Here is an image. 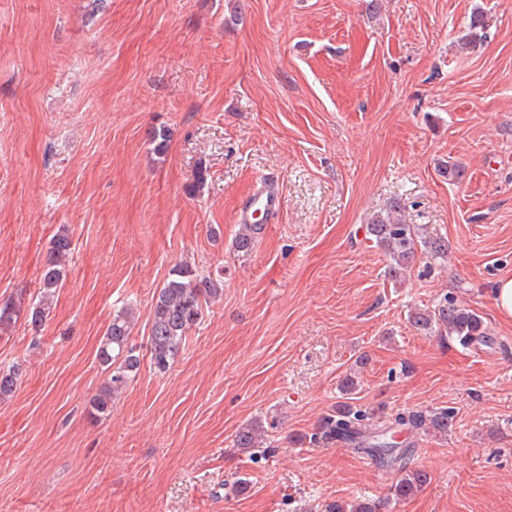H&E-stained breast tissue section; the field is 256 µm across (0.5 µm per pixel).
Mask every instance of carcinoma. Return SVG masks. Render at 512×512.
I'll list each match as a JSON object with an SVG mask.
<instances>
[{"label": "carcinoma", "mask_w": 512, "mask_h": 512, "mask_svg": "<svg viewBox=\"0 0 512 512\" xmlns=\"http://www.w3.org/2000/svg\"><path fill=\"white\" fill-rule=\"evenodd\" d=\"M488 20L484 12L473 14L466 45H475L484 36ZM260 225H241L234 247L239 252H249ZM369 233L381 246L390 260L389 275L398 279L420 249L435 259L448 258V241L427 239L419 235L414 224H405L398 217L397 206L372 218ZM73 255L72 239L67 232L56 234L45 259L41 274L38 301L29 307L28 322L38 329L49 316L53 298L63 287L67 269ZM224 285L219 279L200 276L187 265H178L153 296L149 316V334L146 351L150 366L165 371L174 362L185 345L188 333L200 325L205 308L211 300L222 296ZM20 308L11 302L0 304V331L8 330L19 318ZM136 319L135 308L124 307L112 316L99 347V361L107 373L103 386L91 400L89 415L97 418L111 412L112 401L122 394L140 370V346L134 343L131 332ZM415 328L425 332L444 331L465 348L487 346L492 338L482 319L474 310L466 308L454 296L445 294L434 309L417 312L412 316ZM20 365L0 367V399L12 395L20 381ZM374 414L352 404L338 405L334 413L325 416L319 431L311 435L313 441H342L354 446L379 463L396 466L402 477L394 486L393 495L406 497L427 481L425 470L411 465L409 450L397 448L391 437V425L427 427L435 433L446 434L452 427V413L446 409L421 413H399L390 425L371 427ZM266 431L258 422L240 428L235 435L236 447L253 450L265 444ZM325 512H378L370 502L354 504L333 502Z\"/></svg>", "instance_id": "1"}]
</instances>
